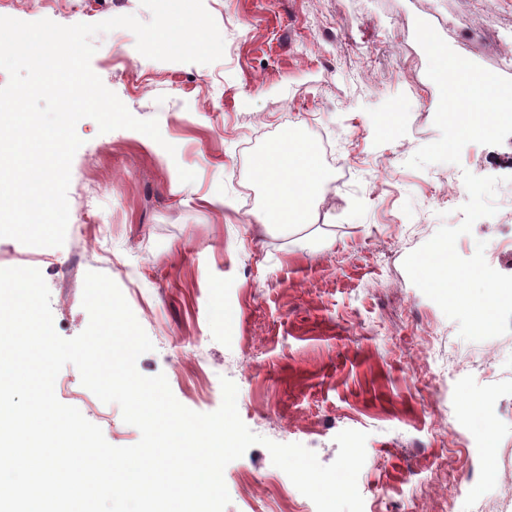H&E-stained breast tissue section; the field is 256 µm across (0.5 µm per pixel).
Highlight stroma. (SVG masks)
<instances>
[{
	"mask_svg": "<svg viewBox=\"0 0 512 512\" xmlns=\"http://www.w3.org/2000/svg\"><path fill=\"white\" fill-rule=\"evenodd\" d=\"M203 2L232 45L211 64L146 58L123 28L93 38L92 70L135 117L157 119L163 140L77 123L74 232L47 250L66 270L38 266L57 333L87 327L84 277L104 273L154 345L138 371L165 374L185 407L217 410L229 378L251 431L325 465L340 431L366 432L364 512H470L476 496L512 512L498 473L512 460V305L487 306L466 280L475 268L512 278V261L494 253L512 223L483 220L512 204V169L491 167L512 156V128L450 134L440 113L480 107L431 78L447 56L512 86L491 40L512 30V0ZM128 14L151 19L140 0L0 7L61 25ZM287 134L311 150L329 138L339 160L322 166V222L290 236L256 228L263 187L252 174ZM171 160L184 174L177 191ZM220 195L233 208L212 204ZM456 239L447 278L430 285L421 262ZM436 336L444 346L428 349ZM55 394L111 445L139 441L74 366ZM486 395L487 430L463 417ZM224 481L225 512H316L264 446L229 463Z\"/></svg>",
	"mask_w": 512,
	"mask_h": 512,
	"instance_id": "obj_1",
	"label": "stroma"
}]
</instances>
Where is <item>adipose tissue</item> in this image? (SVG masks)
Returning a JSON list of instances; mask_svg holds the SVG:
<instances>
[{
	"label": "adipose tissue",
	"mask_w": 512,
	"mask_h": 512,
	"mask_svg": "<svg viewBox=\"0 0 512 512\" xmlns=\"http://www.w3.org/2000/svg\"><path fill=\"white\" fill-rule=\"evenodd\" d=\"M253 172L265 188L264 205L255 214L261 226L290 235L320 221L313 200L322 171L312 150L280 144L256 157Z\"/></svg>",
	"instance_id": "1"
}]
</instances>
